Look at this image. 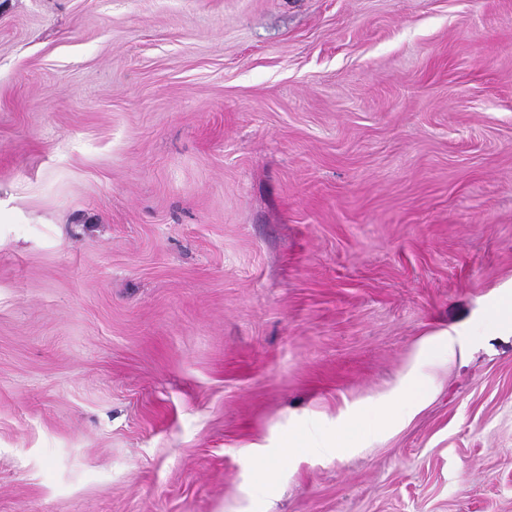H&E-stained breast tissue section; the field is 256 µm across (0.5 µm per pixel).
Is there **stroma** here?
<instances>
[{
  "instance_id": "stroma-1",
  "label": "stroma",
  "mask_w": 512,
  "mask_h": 512,
  "mask_svg": "<svg viewBox=\"0 0 512 512\" xmlns=\"http://www.w3.org/2000/svg\"><path fill=\"white\" fill-rule=\"evenodd\" d=\"M510 283L512 0H0V512H512L507 330L280 463ZM488 328L498 331L510 328L512 332L511 289L501 292L487 305L472 327H452L430 335L417 351L412 368L384 400L351 409L336 426L322 427L315 436L305 428L289 434L288 445L296 448V453L288 458V464L298 455L311 453L338 458L360 447L364 439L380 438L405 425L432 395L433 383L426 368L436 361L451 359L463 343L462 336L472 335V330L480 332Z\"/></svg>"
}]
</instances>
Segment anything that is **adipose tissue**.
I'll return each mask as SVG.
<instances>
[{"label": "adipose tissue", "instance_id": "adipose-tissue-1", "mask_svg": "<svg viewBox=\"0 0 512 512\" xmlns=\"http://www.w3.org/2000/svg\"><path fill=\"white\" fill-rule=\"evenodd\" d=\"M463 343L462 329L453 327L431 335L419 348L412 368L387 398L351 409L336 425L309 434L300 429L288 436L297 454L320 453L340 457L363 440L380 438L405 425L429 401L433 383L426 372L431 364L451 359Z\"/></svg>", "mask_w": 512, "mask_h": 512}]
</instances>
